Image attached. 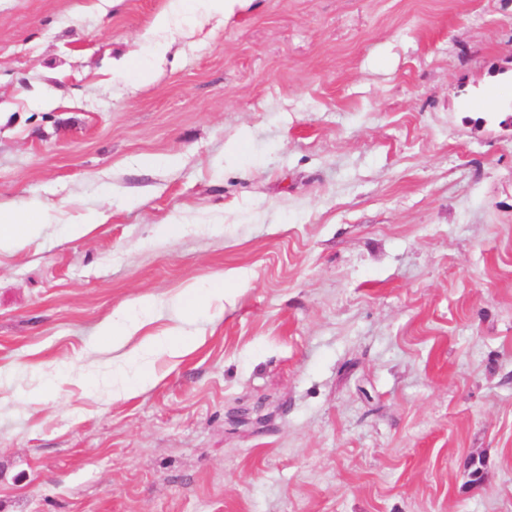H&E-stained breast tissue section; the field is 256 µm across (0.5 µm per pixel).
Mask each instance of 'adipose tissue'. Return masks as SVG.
<instances>
[{
	"instance_id": "obj_1",
	"label": "adipose tissue",
	"mask_w": 512,
	"mask_h": 512,
	"mask_svg": "<svg viewBox=\"0 0 512 512\" xmlns=\"http://www.w3.org/2000/svg\"><path fill=\"white\" fill-rule=\"evenodd\" d=\"M52 208L39 200L21 206L0 203V252L21 246L24 239L40 233L42 227L52 223ZM157 301L151 296L137 298L132 305L113 311L111 318L98 330V342L112 348V394L116 397L132 396L143 392L154 382L152 361L165 353L178 358L192 347L191 340L168 334L152 336L144 329L150 323ZM139 337L136 347H129L132 337Z\"/></svg>"
}]
</instances>
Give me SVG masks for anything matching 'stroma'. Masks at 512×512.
Returning a JSON list of instances; mask_svg holds the SVG:
<instances>
[{
  "mask_svg": "<svg viewBox=\"0 0 512 512\" xmlns=\"http://www.w3.org/2000/svg\"><path fill=\"white\" fill-rule=\"evenodd\" d=\"M168 5L0 0V512H512V0ZM142 295L197 347L115 398ZM245 0H171L169 8L158 14L153 22L152 31L160 32L165 30L173 14L191 10L195 2H201L205 15L208 17L229 18ZM53 219L52 208L39 200L22 206L0 203V252L20 247L24 239L39 234ZM215 295H224V288H211L208 290L206 296L197 297L194 295L190 299L186 297H179L173 302V307L177 309L182 317H184L190 313H195L205 305H208L211 298ZM156 306L154 297L141 296L132 305L114 310L112 317L100 326L93 350L97 351L104 345L112 348V352L122 351L129 340L151 322Z\"/></svg>",
  "mask_w": 512,
  "mask_h": 512,
  "instance_id": "1",
  "label": "stroma"
}]
</instances>
